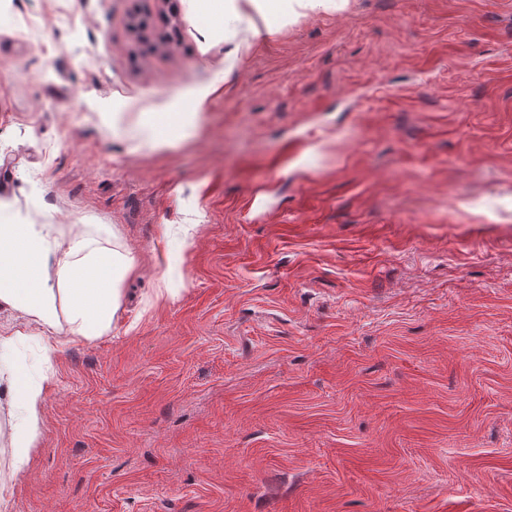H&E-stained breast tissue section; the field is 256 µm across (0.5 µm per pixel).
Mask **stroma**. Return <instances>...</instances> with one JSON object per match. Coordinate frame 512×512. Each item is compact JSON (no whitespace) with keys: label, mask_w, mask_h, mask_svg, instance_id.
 Returning a JSON list of instances; mask_svg holds the SVG:
<instances>
[{"label":"stroma","mask_w":512,"mask_h":512,"mask_svg":"<svg viewBox=\"0 0 512 512\" xmlns=\"http://www.w3.org/2000/svg\"><path fill=\"white\" fill-rule=\"evenodd\" d=\"M201 5L0 0V199L136 262L0 512H512V12ZM210 6L199 13L198 24L204 36L216 29L226 28L233 22H243L248 10L256 9L267 14L272 23L268 32L288 20V14L295 11V5L301 8H335L334 0H209ZM207 95L205 90L196 91L190 96L189 112H151L146 120H139L132 130L151 147L167 143L174 132L186 135L198 112L203 110Z\"/></svg>","instance_id":"obj_1"}]
</instances>
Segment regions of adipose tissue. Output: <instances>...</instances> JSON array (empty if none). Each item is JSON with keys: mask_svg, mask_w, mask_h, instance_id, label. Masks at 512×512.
<instances>
[{"mask_svg": "<svg viewBox=\"0 0 512 512\" xmlns=\"http://www.w3.org/2000/svg\"><path fill=\"white\" fill-rule=\"evenodd\" d=\"M199 14L202 34L244 21L250 10L284 23L294 8L329 9L335 0H209ZM207 93L191 94L184 112H153L134 129L150 146L167 143L172 133H187L206 104ZM135 269L127 252L110 249L86 232L60 239L52 224H34L14 215L0 201V307L18 312L27 324L46 329L44 360L56 354L63 337L93 339L111 327L119 308L120 284ZM15 423L11 445L17 466L30 460L44 409L41 380L10 372Z\"/></svg>", "mask_w": 512, "mask_h": 512, "instance_id": "obj_1", "label": "adipose tissue"}]
</instances>
